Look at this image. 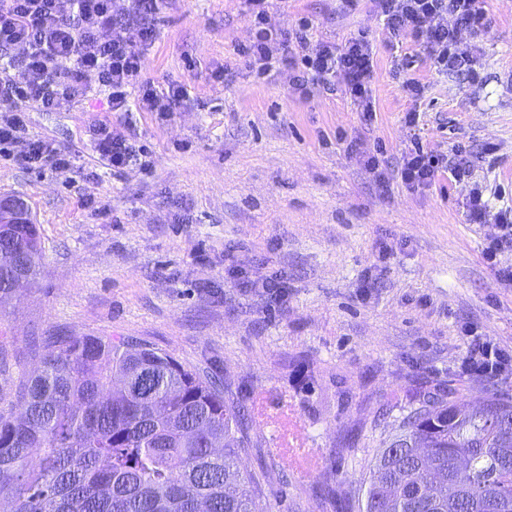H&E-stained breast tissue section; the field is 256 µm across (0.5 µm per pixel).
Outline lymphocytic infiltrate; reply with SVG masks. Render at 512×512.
Returning a JSON list of instances; mask_svg holds the SVG:
<instances>
[{
	"label": "lymphocytic infiltrate",
	"mask_w": 512,
	"mask_h": 512,
	"mask_svg": "<svg viewBox=\"0 0 512 512\" xmlns=\"http://www.w3.org/2000/svg\"><path fill=\"white\" fill-rule=\"evenodd\" d=\"M261 0H240L243 14L257 25V37L239 48L249 65L266 73L273 69L294 70L292 84L301 95L343 87L365 114L374 111L372 86L376 79L373 48L365 37L350 38L343 47L314 40L309 24L273 40L263 27L265 14ZM385 24L395 36H411L420 51L443 73L475 76L474 56L460 49L461 31L479 36L487 30L486 0H374ZM163 0H130L127 13L115 15L113 0H0V52L8 54L0 67V155L10 154L16 144L24 149L16 154L29 169L68 171L69 155L49 140L24 139L21 103L43 111L69 110L92 91L108 95L113 112L138 107L164 114L178 111L187 96L184 86L156 87L141 77L143 53L156 38L154 17ZM136 28V39L125 35ZM96 84H89V76ZM91 144L99 161L121 169L135 157L128 138L107 122L90 131ZM402 157L400 176L409 187L432 184L440 167H447L454 179L469 175L471 162L462 150H453L448 162L424 149L419 136ZM467 207L472 220L495 215L502 231L494 238L486 255H493L512 241V207L491 212L479 187H472ZM465 352L461 368L473 379L512 378V352L478 336L472 326H464Z\"/></svg>",
	"instance_id": "obj_1"
}]
</instances>
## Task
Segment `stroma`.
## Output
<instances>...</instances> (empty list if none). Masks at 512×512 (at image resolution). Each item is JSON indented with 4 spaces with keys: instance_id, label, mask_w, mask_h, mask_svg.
I'll list each match as a JSON object with an SVG mask.
<instances>
[{
    "instance_id": "obj_1",
    "label": "stroma",
    "mask_w": 512,
    "mask_h": 512,
    "mask_svg": "<svg viewBox=\"0 0 512 512\" xmlns=\"http://www.w3.org/2000/svg\"><path fill=\"white\" fill-rule=\"evenodd\" d=\"M486 6L471 80L392 42L373 0H271L274 33L305 18L319 40L367 37L369 119L345 93L303 98L287 70L240 59L255 28L238 0H166L156 15L143 76L185 85L179 111L111 113L102 95L70 111L27 107V137L74 163L60 174L0 159V194L25 199L42 246L35 279L0 297V411L37 370L39 337L142 342L244 409L240 465L268 512H358L402 409L451 390L473 406L511 399L512 381L460 372L463 326L512 349V288L497 276L512 249L488 260L499 229L466 206L475 183L494 208L512 205V0ZM396 57L409 63L400 77ZM407 77L424 85L420 103ZM105 119L147 149L146 166L98 162L87 131ZM414 133L433 151L462 148L470 177L408 188L398 169ZM257 274L285 281L281 302L244 290Z\"/></svg>"
}]
</instances>
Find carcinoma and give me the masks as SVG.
<instances>
[{"label": "carcinoma", "mask_w": 512, "mask_h": 512, "mask_svg": "<svg viewBox=\"0 0 512 512\" xmlns=\"http://www.w3.org/2000/svg\"><path fill=\"white\" fill-rule=\"evenodd\" d=\"M35 224L0 228V281L37 273ZM0 413L7 512H267L239 454L244 413L210 378L147 346L54 336ZM363 480L359 512H512V401L424 399Z\"/></svg>", "instance_id": "cac0c4a2"}]
</instances>
